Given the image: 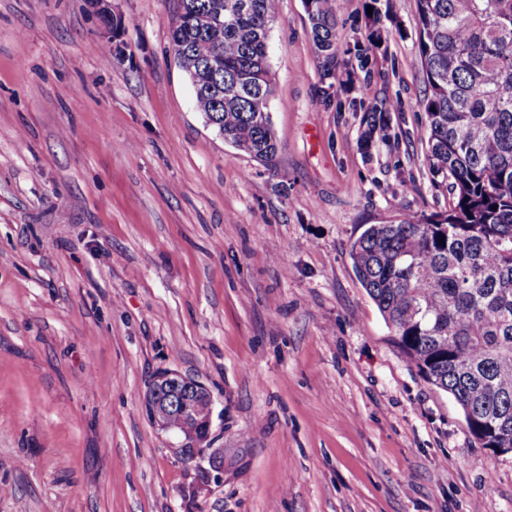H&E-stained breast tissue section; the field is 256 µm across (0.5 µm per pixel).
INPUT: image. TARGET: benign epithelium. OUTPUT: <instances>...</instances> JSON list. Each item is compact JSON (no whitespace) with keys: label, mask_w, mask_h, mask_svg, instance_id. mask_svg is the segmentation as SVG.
Masks as SVG:
<instances>
[{"label":"benign epithelium","mask_w":512,"mask_h":512,"mask_svg":"<svg viewBox=\"0 0 512 512\" xmlns=\"http://www.w3.org/2000/svg\"><path fill=\"white\" fill-rule=\"evenodd\" d=\"M102 24L112 27L109 0H86ZM207 417L193 431L187 430L183 420L196 417L201 407ZM144 407L151 421L164 430L179 431L188 439L199 443L207 440L211 428L212 396L201 382L183 377L172 371H161L153 379L144 398Z\"/></svg>","instance_id":"benign-epithelium-1"}]
</instances>
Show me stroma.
<instances>
[{"mask_svg": "<svg viewBox=\"0 0 512 512\" xmlns=\"http://www.w3.org/2000/svg\"><path fill=\"white\" fill-rule=\"evenodd\" d=\"M111 5L116 38L83 0H0V512H512V454L401 352L350 258L368 225L448 207L416 0H381L342 110L280 0L267 163L197 112L173 0ZM162 370L210 390L205 442L147 418ZM391 104L388 102H381L379 105L366 109L361 118L363 130L360 135V146L369 151L372 147L378 145L380 142H385L389 139L388 131L389 116ZM382 131V136L379 137V132Z\"/></svg>", "mask_w": 512, "mask_h": 512, "instance_id": "stroma-1", "label": "stroma"}]
</instances>
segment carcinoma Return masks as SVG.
<instances>
[{
    "label": "carcinoma",
    "instance_id": "1",
    "mask_svg": "<svg viewBox=\"0 0 512 512\" xmlns=\"http://www.w3.org/2000/svg\"><path fill=\"white\" fill-rule=\"evenodd\" d=\"M343 0H305L323 76L368 72L382 42L378 0L369 32L336 39ZM199 9L223 18L187 22ZM417 62L433 178L448 210L371 224L350 257L395 342L430 384L452 396L483 448H512V0H417ZM278 0H175L170 46L195 77L197 109L237 150L267 163L277 152L260 105L274 88L267 58ZM219 54L223 73L200 76ZM391 104L366 109L360 146L389 139Z\"/></svg>",
    "mask_w": 512,
    "mask_h": 512
}]
</instances>
